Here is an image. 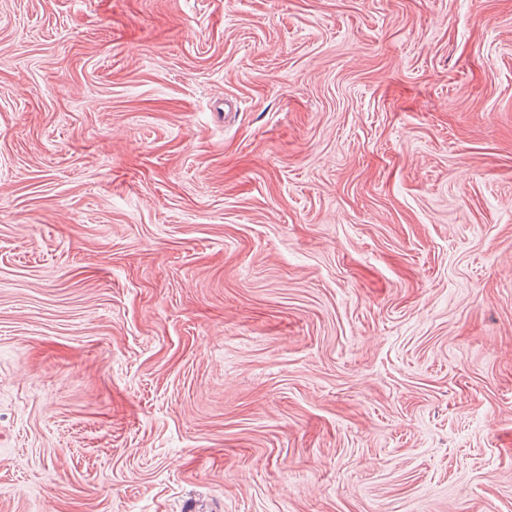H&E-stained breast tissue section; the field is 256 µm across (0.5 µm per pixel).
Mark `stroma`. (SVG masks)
<instances>
[{"mask_svg": "<svg viewBox=\"0 0 512 512\" xmlns=\"http://www.w3.org/2000/svg\"><path fill=\"white\" fill-rule=\"evenodd\" d=\"M0 512H512V0H0Z\"/></svg>", "mask_w": 512, "mask_h": 512, "instance_id": "35a3bbf8", "label": "stroma"}]
</instances>
